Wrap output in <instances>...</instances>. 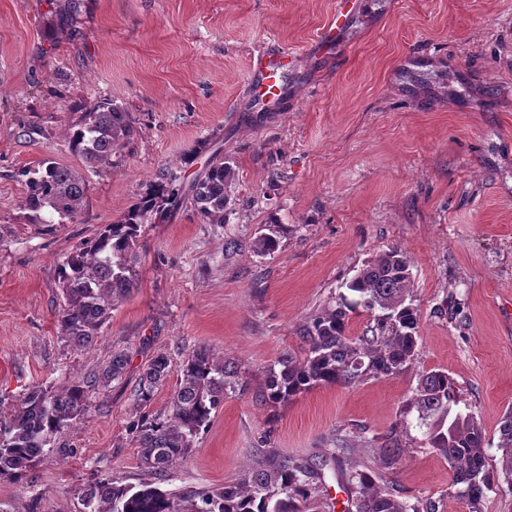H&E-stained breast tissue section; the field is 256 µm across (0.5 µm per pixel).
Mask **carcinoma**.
<instances>
[{
    "mask_svg": "<svg viewBox=\"0 0 512 512\" xmlns=\"http://www.w3.org/2000/svg\"><path fill=\"white\" fill-rule=\"evenodd\" d=\"M132 135L127 113L105 102L73 126L68 146L91 163H99ZM24 205L37 213L52 209L60 219L74 221L86 193V180L74 168L47 161L41 168L22 170ZM231 166L220 159L185 191L173 185L174 174L157 173L153 188L140 196L121 220L105 225L92 239L70 252L58 267L63 305L58 312L61 336L84 347L92 343L110 317L112 308L136 286L133 267L141 228L154 214L161 215L189 198L212 224L224 223ZM282 226L253 242L257 254L275 252ZM410 260L390 249L368 262L347 283L353 299H342L335 308L313 316L300 328L307 345L305 356L290 354L268 370L262 400L286 403L297 395L324 384L348 385L371 374L400 372L415 354L418 309L410 298ZM354 307L378 309L380 336L369 340L347 335L348 312ZM128 355L112 352L110 360L82 379L62 388L35 386L16 408L0 410V475L22 477L65 430L88 417L93 400L122 378ZM171 372L167 354L155 355L140 375L136 401L145 407L154 391ZM239 386V372L214 358L210 349L191 351L178 366L176 390L170 410L163 414L141 413L130 422L129 432L150 479L137 485L118 484L103 477L88 485L80 496L81 512H306L327 461L336 463V476L345 480L347 512H420L398 499L393 489L379 484L369 472L357 469L360 449L336 436L334 447L320 460H300L274 453H258L255 464L224 487L197 488L175 497L162 489L168 472L182 462L195 437L208 427L213 411ZM455 389L448 374L431 370L420 375L408 412L415 413L414 427L423 432L430 448L442 453L453 469L454 482L463 486L469 512H482L484 490L491 474L486 468L485 437L471 416L449 418ZM500 470L496 476L512 486V411L499 427ZM382 465L395 463L403 449L390 441L376 449ZM348 468H343V464Z\"/></svg>",
    "mask_w": 512,
    "mask_h": 512,
    "instance_id": "1",
    "label": "carcinoma"
}]
</instances>
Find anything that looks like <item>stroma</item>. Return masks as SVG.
I'll list each match as a JSON object with an SVG mask.
<instances>
[{"label": "stroma", "instance_id": "obj_1", "mask_svg": "<svg viewBox=\"0 0 512 512\" xmlns=\"http://www.w3.org/2000/svg\"><path fill=\"white\" fill-rule=\"evenodd\" d=\"M336 0H0V410L124 350L121 380L22 479L0 476V512H79L89 481L146 473L128 425L166 412L176 376L146 408L149 360L198 347L235 366L228 394L165 489L220 487L256 449L306 459L336 436L400 499L469 512L447 459L403 429L420 374L453 381L452 413L481 426L489 470L512 410V0H358L335 44L318 36ZM297 55L288 97L255 106L248 74L274 42ZM109 102L133 133L98 167L66 140ZM234 171L223 223L191 205L142 229L137 286L84 349L59 333L57 267L119 220L166 167L187 184L214 157ZM86 178L75 221L23 202L19 173L44 161ZM277 250L253 253L268 225ZM411 261L416 353L400 373L261 400L271 366L303 356L305 321L335 306L368 261ZM396 436L393 465L374 450Z\"/></svg>", "mask_w": 512, "mask_h": 512}]
</instances>
